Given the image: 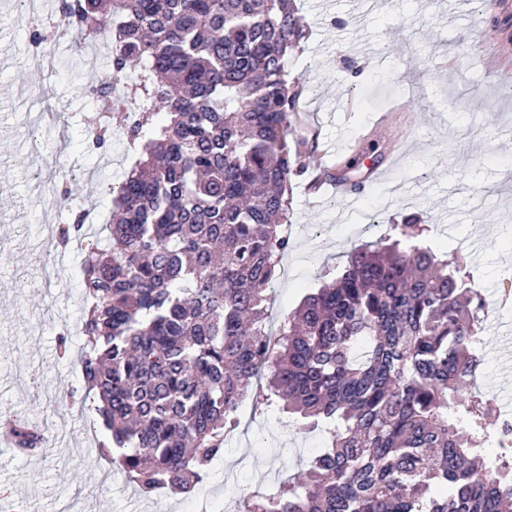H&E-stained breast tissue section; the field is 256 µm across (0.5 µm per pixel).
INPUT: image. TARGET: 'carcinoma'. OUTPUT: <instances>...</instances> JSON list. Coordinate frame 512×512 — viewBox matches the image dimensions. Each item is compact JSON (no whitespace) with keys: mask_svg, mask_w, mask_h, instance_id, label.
I'll use <instances>...</instances> for the list:
<instances>
[{"mask_svg":"<svg viewBox=\"0 0 512 512\" xmlns=\"http://www.w3.org/2000/svg\"><path fill=\"white\" fill-rule=\"evenodd\" d=\"M74 43L116 19L111 76L91 86L107 121L137 104L136 156L112 187V222L82 262V381L112 463L148 496L186 493L224 453L242 398L260 396L329 434L275 497L238 512H512V443L492 399L468 391L483 363L482 291L424 244L409 217L387 244H362L327 273L267 342L266 290L290 241L291 179L320 164L297 133L301 88L288 53L303 37L293 0H59ZM353 160L326 178L362 189ZM56 244L89 212L70 205ZM15 445L45 434L14 422ZM498 446L497 458L484 447Z\"/></svg>","mask_w":512,"mask_h":512,"instance_id":"carcinoma-1","label":"carcinoma"}]
</instances>
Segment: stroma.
Here are the masks:
<instances>
[{
  "instance_id": "1",
  "label": "stroma",
  "mask_w": 512,
  "mask_h": 512,
  "mask_svg": "<svg viewBox=\"0 0 512 512\" xmlns=\"http://www.w3.org/2000/svg\"><path fill=\"white\" fill-rule=\"evenodd\" d=\"M355 2L296 0L305 36L288 72L305 89L298 115L316 130L324 161L375 157L387 175L367 183L352 207L343 195L315 200L306 178L293 179L290 249L267 290V324L279 327L320 288L325 269L345 265L351 247L418 213L438 253L500 308L499 329L481 332L485 367L475 388L512 405L504 365L512 342L502 334L512 306L499 305L512 274V242L502 233L512 225V74L496 66L512 64V0H378L361 19ZM17 4L0 0V415L44 426L49 442L33 454L0 446V501L26 512H187L195 501L235 498L243 486L278 491L327 440L278 405H242L234 438L191 493L145 497L102 455L94 414L69 401L82 386L84 339L71 334L65 360L56 343L81 321L85 243L64 248L53 279L31 263L45 221L68 218L44 196L43 180L65 164L74 203L106 217L108 188L133 160L120 135L97 150L85 138L95 107L84 87L107 79L108 68L88 71L68 37L53 73L33 66L34 26ZM356 65L363 71L353 80Z\"/></svg>"
}]
</instances>
